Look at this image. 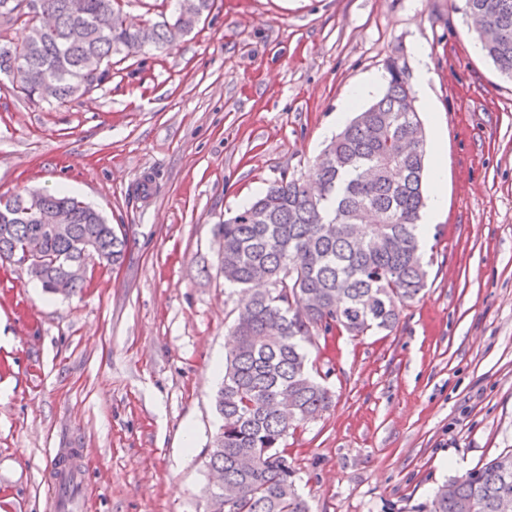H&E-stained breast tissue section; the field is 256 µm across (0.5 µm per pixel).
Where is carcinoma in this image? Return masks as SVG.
<instances>
[{
  "label": "carcinoma",
  "instance_id": "carcinoma-1",
  "mask_svg": "<svg viewBox=\"0 0 512 512\" xmlns=\"http://www.w3.org/2000/svg\"><path fill=\"white\" fill-rule=\"evenodd\" d=\"M27 0H0V19L28 17L22 41L0 46V74L28 99H80L112 78L80 66L88 55L107 63L172 43L171 28L189 34L211 0H178L174 22H126L122 0H39L53 28L22 12ZM486 56L512 78V0H465ZM382 94L348 121L316 159L310 185L282 178L215 225L224 283L242 289L230 330L231 350L217 410L224 425L208 448L207 466L221 482L204 494L208 512H309L285 455L288 433L320 417L331 392L310 374L307 347L319 332L363 335L390 330L399 305L427 286L420 224L425 207L426 142L415 95L401 68L388 64ZM72 214L59 234L0 203V259L19 261L27 245L40 248L39 282L74 266L123 262L126 234L117 233L88 203L59 192L43 194ZM418 512H512V453L439 486Z\"/></svg>",
  "mask_w": 512,
  "mask_h": 512
}]
</instances>
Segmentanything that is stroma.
<instances>
[{
  "label": "stroma",
  "mask_w": 512,
  "mask_h": 512,
  "mask_svg": "<svg viewBox=\"0 0 512 512\" xmlns=\"http://www.w3.org/2000/svg\"><path fill=\"white\" fill-rule=\"evenodd\" d=\"M462 6L213 0L191 34L114 64L80 101H30L0 75V195L65 190L128 240L122 265L89 267L68 296L0 261V512H46L69 448L86 512H206L212 365L239 299L213 226L281 177L310 178L350 88L390 60L448 208L425 228V294L393 330L315 337L334 402L289 432L288 459L311 512H414L512 450V80Z\"/></svg>",
  "instance_id": "stroma-1"
}]
</instances>
